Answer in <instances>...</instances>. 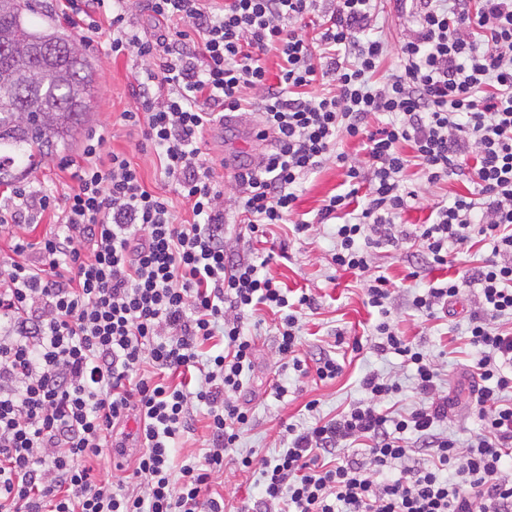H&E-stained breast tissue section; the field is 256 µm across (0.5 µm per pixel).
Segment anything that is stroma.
I'll list each match as a JSON object with an SVG mask.
<instances>
[{"label":"stroma","instance_id":"stroma-1","mask_svg":"<svg viewBox=\"0 0 512 512\" xmlns=\"http://www.w3.org/2000/svg\"><path fill=\"white\" fill-rule=\"evenodd\" d=\"M415 28L411 15L397 9L394 0H377L371 34L383 40L389 48V55L376 75L377 80H384L396 71L398 49L412 36ZM86 54L97 69V92L91 100L86 130L104 129L109 147L127 154L148 187L167 190L155 152L138 146L135 132L118 119L120 112L133 105L128 85L140 74L142 61L133 55L110 59L103 44L87 48ZM204 140V148L214 161V175L224 184V202L233 204L239 195L234 182L236 167L266 151L267 145L253 136L242 137L236 127H216L205 133ZM406 183L418 194L401 215L400 222L406 226L424 223L436 203L449 200L470 187L463 178L428 184L421 179L415 165L408 167ZM347 190L343 169L334 161H326L317 173L303 181L298 191L297 216L311 222V230L297 234L288 223L272 227L263 243L246 235L231 237L228 242L234 258L268 257L264 271L282 287L291 291L304 289L315 295L316 310L307 313L302 320L300 358L310 361L325 353L343 362V370L335 380L318 382L313 377L301 376L291 362L277 353L278 316L264 308L245 320L244 332L254 338L257 353L251 368L243 373L242 398L249 403L253 421L242 434L238 446L240 451H253L259 460L272 458L287 447L286 425L293 424L300 429L311 425L312 418L304 408L309 400H318L320 417L329 419L351 403L363 399L360 381L366 373L375 371L399 381L400 394L388 402L393 411L408 410L419 401L413 389L411 368L405 366L400 356L391 352L380 354L372 348L375 341L372 327L379 314L365 303L369 275L359 276L336 269L331 263L336 247V226L315 221L329 196ZM490 253L489 244L476 241L471 248L460 250L451 266L435 269L421 266L420 247L411 241L403 242L396 249L386 246L373 252L370 275H382L388 280L394 299L392 320L395 327L418 342L423 351L435 359L441 380L466 370L479 356L467 336L468 317L477 305L479 291L466 289L454 313L440 318L422 316L412 308L411 300L422 293L429 282L465 274ZM415 264L420 265L421 273L419 278L412 279L408 273ZM357 340L361 341L362 347L356 351L352 344ZM276 384L285 387L283 397H275L272 387ZM217 489L223 493L230 512H252L255 502L262 496V478L257 471L242 472L228 462Z\"/></svg>","mask_w":512,"mask_h":512}]
</instances>
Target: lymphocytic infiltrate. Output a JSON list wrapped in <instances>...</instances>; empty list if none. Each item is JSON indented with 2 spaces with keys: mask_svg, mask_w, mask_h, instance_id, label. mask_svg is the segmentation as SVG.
Masks as SVG:
<instances>
[{
  "mask_svg": "<svg viewBox=\"0 0 512 512\" xmlns=\"http://www.w3.org/2000/svg\"><path fill=\"white\" fill-rule=\"evenodd\" d=\"M418 28L401 46L400 65L373 77L388 52L369 34L372 0H336L316 38L304 30L317 0H62L61 16L83 46L108 39L109 55L136 54L146 66L130 83L133 107L120 113L154 149L170 192L146 187L126 154L88 134L79 159L60 168L63 193L32 179L0 197V512H224L210 488L224 473L260 468L255 512H512V0H418ZM142 5L152 35L134 30ZM280 60L277 75L265 64ZM256 105H249L248 96ZM255 107L271 150L235 173L239 196L224 187L201 148L225 112ZM358 139L366 160L352 163L339 139ZM344 169L349 192L326 199L319 223L338 220L337 268L362 275L373 249L413 239L427 265L447 266L473 238L489 257L462 277L431 282L413 306L449 310L479 287L469 341L483 349L470 372V403L482 425L467 443L441 431L455 398L439 385L436 362L388 322L386 279H370L366 303L380 319L377 353L411 365L420 401L391 415L378 401L399 391L391 378L364 375L363 399L303 429L272 459L234 450L252 423L239 395L256 355L245 336L249 313L265 306L280 322L276 348L301 375L338 377L331 356L298 359L300 319L314 309L289 299L249 260H232L228 222L252 237L289 222L303 179L328 159ZM417 161L428 183L468 177L472 192L436 205L432 222L395 234L415 199L404 174ZM362 197L360 212L351 206ZM188 207L179 217L174 203ZM53 222L34 231L45 215ZM209 355H202L204 347ZM206 408L208 447L175 466L174 443ZM137 425L133 460L142 487L103 478L107 449L123 453L115 431ZM365 440V454L348 446ZM425 453L430 467L377 483L373 473ZM448 479H441V472Z\"/></svg>",
  "mask_w": 512,
  "mask_h": 512,
  "instance_id": "lymphocytic-infiltrate-1",
  "label": "lymphocytic infiltrate"
}]
</instances>
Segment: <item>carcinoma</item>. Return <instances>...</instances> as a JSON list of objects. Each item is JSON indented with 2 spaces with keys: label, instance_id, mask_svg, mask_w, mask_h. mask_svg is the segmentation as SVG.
I'll list each match as a JSON object with an SVG mask.
<instances>
[{
  "label": "carcinoma",
  "instance_id": "carcinoma-1",
  "mask_svg": "<svg viewBox=\"0 0 512 512\" xmlns=\"http://www.w3.org/2000/svg\"><path fill=\"white\" fill-rule=\"evenodd\" d=\"M26 0H0V185L68 149L89 116L95 71L70 34L27 19Z\"/></svg>",
  "mask_w": 512,
  "mask_h": 512
}]
</instances>
